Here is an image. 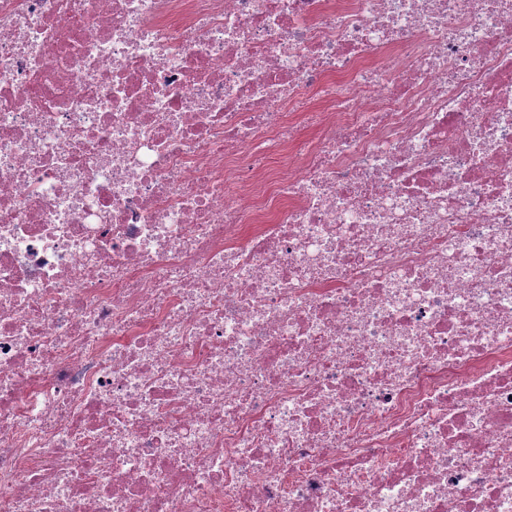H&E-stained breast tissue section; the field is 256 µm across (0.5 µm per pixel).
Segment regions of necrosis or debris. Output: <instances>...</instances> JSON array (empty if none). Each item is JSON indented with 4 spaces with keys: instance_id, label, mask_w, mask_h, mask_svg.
Listing matches in <instances>:
<instances>
[{
    "instance_id": "obj_1",
    "label": "necrosis or debris",
    "mask_w": 512,
    "mask_h": 512,
    "mask_svg": "<svg viewBox=\"0 0 512 512\" xmlns=\"http://www.w3.org/2000/svg\"><path fill=\"white\" fill-rule=\"evenodd\" d=\"M0 512H512V0H0Z\"/></svg>"
}]
</instances>
